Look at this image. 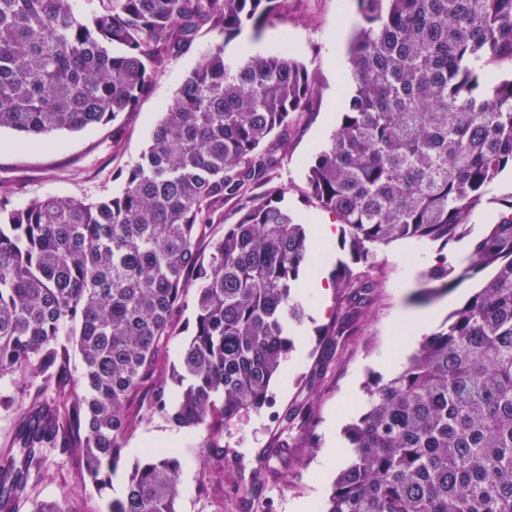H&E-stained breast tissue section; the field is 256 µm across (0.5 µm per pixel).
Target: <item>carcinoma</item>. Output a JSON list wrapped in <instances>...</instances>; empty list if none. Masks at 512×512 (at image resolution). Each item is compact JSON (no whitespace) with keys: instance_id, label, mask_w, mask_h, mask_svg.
<instances>
[{"instance_id":"obj_1","label":"carcinoma","mask_w":512,"mask_h":512,"mask_svg":"<svg viewBox=\"0 0 512 512\" xmlns=\"http://www.w3.org/2000/svg\"><path fill=\"white\" fill-rule=\"evenodd\" d=\"M276 0H0V129L28 138L80 131L134 112L165 59L209 48L187 76L121 191L89 203L48 196L24 208L0 187V372L64 374L66 334L84 370L78 391L34 400L19 454L0 456V512H14L47 448L82 457L99 493L131 421L127 399L188 292L194 329L150 408L208 437L271 403L270 386L304 323L295 290L309 273L303 214L275 176L294 114L315 82L288 51L261 56ZM348 44L353 94L307 167V203L344 225L334 282L338 336L372 302L371 256L397 240L467 234L477 206L512 173V0H358ZM235 209L224 214V203ZM470 246L461 271L441 256L422 272L421 303L475 275L480 285L398 372L367 386L350 448L322 512H512V194ZM224 235L208 253L201 239ZM285 426L310 433L307 405ZM170 448L128 466L108 512H179Z\"/></svg>"}]
</instances>
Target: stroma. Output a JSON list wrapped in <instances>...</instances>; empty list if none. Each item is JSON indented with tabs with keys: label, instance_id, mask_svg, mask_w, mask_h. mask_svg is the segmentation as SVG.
<instances>
[{
	"label": "stroma",
	"instance_id": "obj_1",
	"mask_svg": "<svg viewBox=\"0 0 512 512\" xmlns=\"http://www.w3.org/2000/svg\"><path fill=\"white\" fill-rule=\"evenodd\" d=\"M359 20L357 0H278L261 37L251 43L253 52L262 55L288 48L316 81L311 109L294 119L288 153L277 174L288 189L289 202L303 208L311 265L328 278L333 277L337 260L346 259L347 254L340 239L326 243L319 237V225L335 223L336 218L304 205L305 174L308 162L338 128L351 94L345 80L349 69L346 50ZM210 44V34L199 32L189 50L165 61L153 74L150 90L133 114L123 113L78 132L51 134L41 149L29 148L15 131L1 129L0 185L11 190L14 205L23 207L51 195L95 202L117 194L122 187V170L148 147L154 125ZM468 246V239L445 246L397 241L378 251L370 260L379 281L374 300L355 327L338 337L334 359L316 383L310 377L326 343L324 331L335 317V288L319 289L314 279H304L297 298L305 307L306 319L294 332L293 347L272 385L273 402L225 423L220 438L224 458L220 461L207 454L204 434L180 429L166 413L148 408L159 385H167L169 396L177 394L176 387L169 384V374L193 326L194 297L186 295L172 317L173 337L159 346L149 379L126 403L132 426L122 449L123 464H130L149 449L163 447L164 435H175L179 439L175 449L181 459L180 512H252L240 491L270 450L284 446L290 461L288 475L266 481L259 496L260 507L271 512H294L302 502L322 507L349 455L344 429L365 405V385L396 373L419 339L472 292V282H462L433 301L435 321L408 322V314L422 308L415 299L422 287L421 273L441 254L449 263H456ZM43 386V379L29 372H0V455L18 451V419ZM303 403L312 408L316 425L311 434L298 436L284 427L281 417ZM81 470L79 456L60 448L47 449L43 465L32 474L16 512H33L36 503L51 501L63 502L68 512H107L108 496L84 483Z\"/></svg>",
	"mask_w": 512,
	"mask_h": 512
}]
</instances>
